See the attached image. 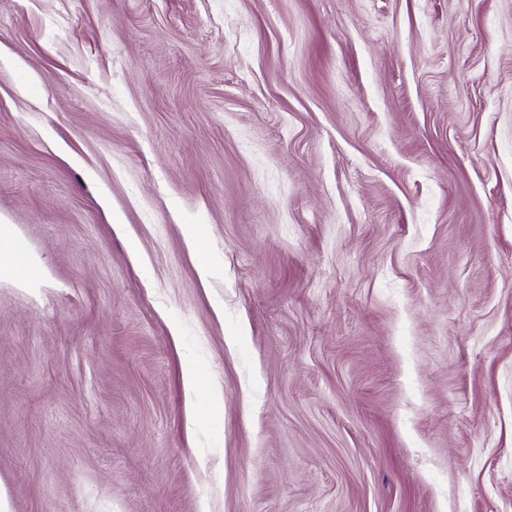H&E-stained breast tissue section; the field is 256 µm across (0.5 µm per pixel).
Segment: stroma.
Here are the masks:
<instances>
[{
  "instance_id": "1",
  "label": "stroma",
  "mask_w": 512,
  "mask_h": 512,
  "mask_svg": "<svg viewBox=\"0 0 512 512\" xmlns=\"http://www.w3.org/2000/svg\"><path fill=\"white\" fill-rule=\"evenodd\" d=\"M1 224L0 512H512V0H0ZM1 273L14 274L15 277L22 279L32 277L35 273V268L30 262H26L18 257L12 242L11 233L4 224L0 227Z\"/></svg>"
}]
</instances>
